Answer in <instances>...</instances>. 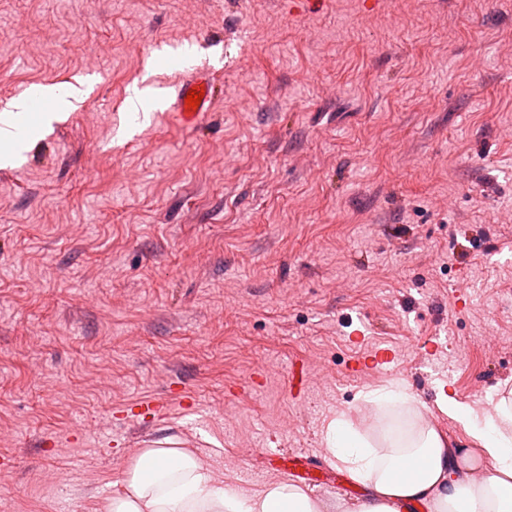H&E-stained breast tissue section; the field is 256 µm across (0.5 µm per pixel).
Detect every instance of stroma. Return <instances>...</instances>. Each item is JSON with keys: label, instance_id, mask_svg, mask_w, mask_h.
<instances>
[{"label": "stroma", "instance_id": "stroma-1", "mask_svg": "<svg viewBox=\"0 0 512 512\" xmlns=\"http://www.w3.org/2000/svg\"><path fill=\"white\" fill-rule=\"evenodd\" d=\"M511 42L512 0H0V107L91 87L0 165V512H103L158 445L257 491L339 412L470 447L435 399L512 385ZM195 90V94L203 92L200 105L193 109L186 104L187 93ZM217 95V86L209 72L199 70L189 75L179 87L176 95L175 112L179 122L187 127L197 126L204 112H211ZM363 399L366 403L377 409H385L395 405H407L415 411L416 401L404 388H380L372 389L364 393Z\"/></svg>", "mask_w": 512, "mask_h": 512}]
</instances>
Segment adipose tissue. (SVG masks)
<instances>
[{"mask_svg":"<svg viewBox=\"0 0 512 512\" xmlns=\"http://www.w3.org/2000/svg\"><path fill=\"white\" fill-rule=\"evenodd\" d=\"M51 109L25 120V100L0 110V163L17 161L29 135L51 125L81 102L76 86H46ZM438 410L453 417L471 448L449 447L434 428L421 429L411 445H383L339 414L323 429L332 465L364 489L355 512H512V405L494 404L479 413L439 394ZM119 492L105 512H323L324 506L288 480L250 494L218 482L210 465L183 448H147L121 473Z\"/></svg>","mask_w":512,"mask_h":512,"instance_id":"1","label":"adipose tissue"}]
</instances>
